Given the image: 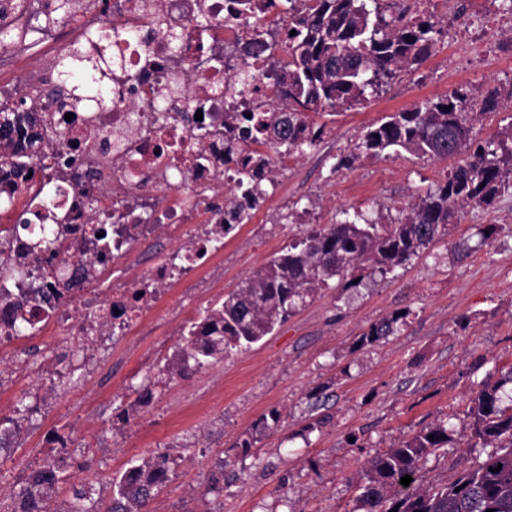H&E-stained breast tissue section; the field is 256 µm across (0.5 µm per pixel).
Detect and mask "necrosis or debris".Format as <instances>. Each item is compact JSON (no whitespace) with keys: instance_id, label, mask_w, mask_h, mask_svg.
<instances>
[{"instance_id":"4bbe7bcc","label":"necrosis or debris","mask_w":512,"mask_h":512,"mask_svg":"<svg viewBox=\"0 0 512 512\" xmlns=\"http://www.w3.org/2000/svg\"><path fill=\"white\" fill-rule=\"evenodd\" d=\"M207 26H200L201 18ZM89 23L118 33L112 54L122 70L104 99L80 106L34 97L45 113V153L75 156L79 169L51 171L62 192L46 198L41 181L0 180V213L27 211L32 223L48 224L58 252L45 263L29 250L27 236L4 230L16 269L8 296L0 298V345L20 318L33 334L63 329L79 345L136 328L162 293L194 276L215 258L224 236V214L249 208L252 186L237 171L257 146L225 155L230 112L256 109L276 92L272 79L288 49L277 39L252 44L251 23L236 0H114L95 10ZM178 35L172 49L170 35ZM248 70L254 90L240 93L236 74ZM224 129L202 138L197 122ZM218 196L220 204L209 203ZM105 233L97 240L93 229ZM180 239L175 252L143 269L131 284H113L112 266L133 245L165 231Z\"/></svg>"}]
</instances>
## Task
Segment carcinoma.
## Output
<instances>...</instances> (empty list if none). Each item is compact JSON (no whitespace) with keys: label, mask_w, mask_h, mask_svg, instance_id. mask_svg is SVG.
<instances>
[{"label":"carcinoma","mask_w":512,"mask_h":512,"mask_svg":"<svg viewBox=\"0 0 512 512\" xmlns=\"http://www.w3.org/2000/svg\"><path fill=\"white\" fill-rule=\"evenodd\" d=\"M52 2L48 24L80 6V0ZM279 2L288 15L283 30L288 62L276 83L288 85V113L256 111L242 120L243 141L265 145L280 157H296L313 147L324 131L316 118L365 103L389 80L417 69L437 44V23L406 0H304L300 8L296 0ZM110 67L108 48L91 57L78 43L62 65L63 86L50 94L64 92L73 101L90 102L102 94V86L89 83V71ZM499 98L497 89L480 98L455 90L367 127L355 149L336 158L332 173L354 168L363 156L402 152L460 162L444 182L418 195L386 224L357 213L307 230L185 327L183 344L163 372L180 376L191 366L203 368L251 349L331 281L358 287L367 278H384L429 249L460 211L493 204L512 184V127L485 144L475 142L472 129L497 110ZM0 138L11 146L8 155L0 154L1 174L25 178L35 172L29 162L41 153L42 133L35 130L32 112L0 103ZM402 319L394 312L371 325L361 343L372 345L394 334ZM508 384L512 371L494 382L486 379L471 400L470 440L478 453L452 482L426 486L420 475L429 457L453 440L454 431L440 422L367 462L355 481L353 512H512V396L507 405L500 395ZM167 473L165 460L143 457L112 479L107 497L85 484L72 487L69 508L62 511L55 507L66 480V465L59 459L26 475L5 512H144L165 486ZM405 475L413 478L407 487L400 484Z\"/></svg>","instance_id":"cac0c4a2"}]
</instances>
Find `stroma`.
<instances>
[{"instance_id": "obj_1", "label": "stroma", "mask_w": 512, "mask_h": 512, "mask_svg": "<svg viewBox=\"0 0 512 512\" xmlns=\"http://www.w3.org/2000/svg\"><path fill=\"white\" fill-rule=\"evenodd\" d=\"M440 29L433 54L366 104L328 122L320 141L281 171L270 201L224 239L201 288L185 283L161 296L139 331L77 351L64 332L23 335L0 350V419L28 413L0 449V503L18 482L59 457L47 437L69 439L70 483L107 491L142 457L173 464L146 512H352L363 465L404 437L445 420L457 432L447 454L429 458L425 481L448 482L475 453L467 412L477 383L512 369V189L489 207L460 212L445 235L396 274L357 288L333 283L245 353L185 377L161 368L181 344L184 310L223 300L306 226L343 212L397 217L409 201L455 167L409 154L361 159L331 173L366 128L385 115L461 89L512 87V12L502 0H422ZM32 29L29 46L0 63L9 88L47 57L60 60L82 19ZM496 225L480 241L477 232ZM395 335L361 345L368 327L394 312ZM279 410V425L241 443Z\"/></svg>"}]
</instances>
